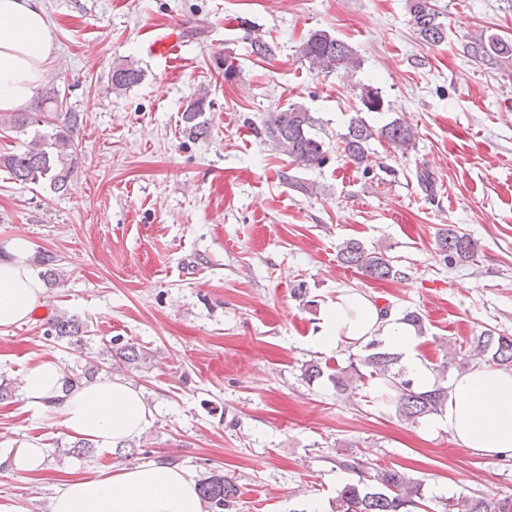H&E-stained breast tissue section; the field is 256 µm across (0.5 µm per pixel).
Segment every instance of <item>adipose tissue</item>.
Listing matches in <instances>:
<instances>
[{
  "instance_id": "1",
  "label": "adipose tissue",
  "mask_w": 512,
  "mask_h": 512,
  "mask_svg": "<svg viewBox=\"0 0 512 512\" xmlns=\"http://www.w3.org/2000/svg\"><path fill=\"white\" fill-rule=\"evenodd\" d=\"M54 58L42 0H0V110L30 101ZM29 257V242L16 237L8 258L0 260V327L27 322L40 303L44 287ZM373 338L400 353L416 387H432L413 328L395 313H382L380 304L362 292L346 288L328 300L312 342L329 352ZM21 400L24 408L54 411L69 437L103 448L133 439L150 419L141 391L131 383L94 379L71 388L66 373L51 361L29 372ZM433 423L462 447L512 456V372L486 365L453 377L444 410ZM50 512H203V504L190 472L150 460L134 468L113 465L55 485Z\"/></svg>"
}]
</instances>
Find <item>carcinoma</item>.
Masks as SVG:
<instances>
[{
    "label": "carcinoma",
    "instance_id": "carcinoma-1",
    "mask_svg": "<svg viewBox=\"0 0 512 512\" xmlns=\"http://www.w3.org/2000/svg\"><path fill=\"white\" fill-rule=\"evenodd\" d=\"M409 13L413 27L425 42L438 45L448 38L447 26L435 0H409ZM466 50L474 61L483 65L501 68L512 62V41L495 35L480 33L471 37ZM300 55L310 68L322 73L337 69L352 72L361 67V58L356 50L324 30L309 34L300 46ZM142 80L141 69L129 62L119 63L112 67L108 88L119 94ZM359 101L368 112L384 109L380 91L369 85L362 86ZM46 103L49 108L42 112L0 115V127L20 133L36 128L24 148L0 157V166L16 182L25 184L45 178L54 191L63 192L75 170L73 146L80 114L65 107L56 92L46 98ZM209 106L207 92L198 91L182 114L189 134L197 138L206 136L207 127L201 116ZM315 124L314 117L306 108L289 104L267 113L260 134L286 155L293 167L320 169L327 163L329 154L325 142L314 132ZM416 137L414 128L401 119L374 127L357 114L351 117L346 132L340 135L337 150L348 162L360 167L367 163L373 142L383 141L404 155L415 148ZM436 245L448 266L466 262L480 250L478 241L471 235L452 228L441 230ZM338 259L374 280L407 277V273L384 258L381 252L367 248L357 239H347L341 244ZM88 333L90 330L78 319L62 314L48 319L44 335L49 340H65L74 347H80L87 342ZM472 347L475 355L487 362L496 366H512V336H497L487 329L473 338ZM364 352L365 355L351 360L347 367L329 374L337 394L352 395L368 374L382 381L385 389L381 395L382 402L394 407L396 415L405 421L414 423L444 406L448 387L442 383L434 384L430 390L415 387L413 380L400 367V355L386 349L382 341H369L364 345ZM106 355L103 362L90 360L81 372H71L67 379L69 385L74 387L92 380L105 368L110 371L134 369L145 360L146 352L118 336L109 341ZM364 368L369 369V373H363ZM92 448L93 445L86 441H77L68 448H56L54 452L84 458L89 456ZM337 464L357 475L358 479L344 484L337 491L333 512H432L427 505L423 484L406 480L397 469L370 468L353 454L337 461ZM198 488L208 512H232L240 496L232 479L221 474L200 480ZM442 505V512H512V498L488 503L463 493L442 500Z\"/></svg>",
    "mask_w": 512,
    "mask_h": 512
}]
</instances>
